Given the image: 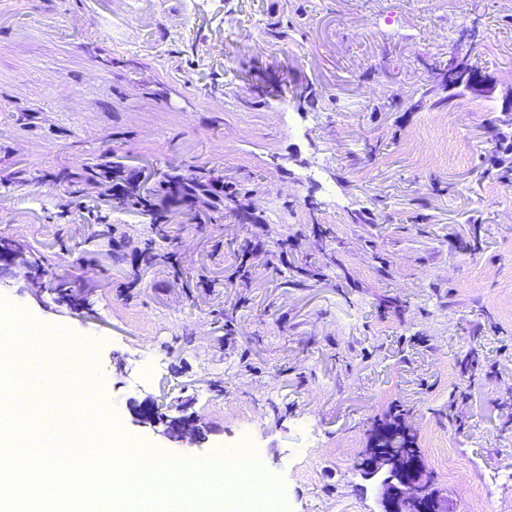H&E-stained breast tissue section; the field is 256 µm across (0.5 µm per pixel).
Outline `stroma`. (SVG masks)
<instances>
[{
    "mask_svg": "<svg viewBox=\"0 0 512 512\" xmlns=\"http://www.w3.org/2000/svg\"><path fill=\"white\" fill-rule=\"evenodd\" d=\"M474 19L495 95L420 107ZM511 91L512 0H0V239L47 271L0 256V301L86 347L136 443L249 433L288 512H381L359 465L399 408L452 512H512ZM104 152L236 198L95 207L57 175ZM173 402L201 442L145 424Z\"/></svg>",
    "mask_w": 512,
    "mask_h": 512,
    "instance_id": "obj_1",
    "label": "stroma"
}]
</instances>
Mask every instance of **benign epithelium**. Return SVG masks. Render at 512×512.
Instances as JSON below:
<instances>
[{"mask_svg":"<svg viewBox=\"0 0 512 512\" xmlns=\"http://www.w3.org/2000/svg\"><path fill=\"white\" fill-rule=\"evenodd\" d=\"M480 30L477 22L462 27L460 34L448 51L446 68L449 75L460 70V64L469 59L475 48ZM497 89V82L486 79H470L467 94L474 97H490ZM162 433L187 444L197 442L201 428L198 419L179 416L164 420ZM369 465L365 477L376 480L381 488L383 512H450L448 498L431 493L426 487V472L417 468L416 454L399 447L397 438L382 446V440L370 439L367 449Z\"/></svg>","mask_w":512,"mask_h":512,"instance_id":"7a95c632","label":"benign epithelium"}]
</instances>
